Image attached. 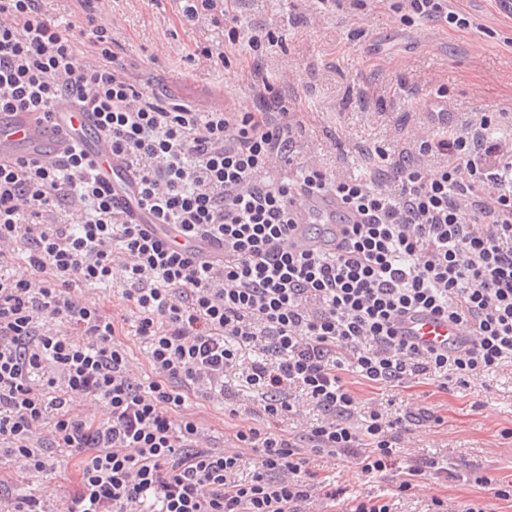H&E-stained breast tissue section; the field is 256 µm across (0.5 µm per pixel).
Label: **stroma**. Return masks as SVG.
<instances>
[{"instance_id":"obj_1","label":"stroma","mask_w":512,"mask_h":512,"mask_svg":"<svg viewBox=\"0 0 512 512\" xmlns=\"http://www.w3.org/2000/svg\"><path fill=\"white\" fill-rule=\"evenodd\" d=\"M483 20L485 32L451 28L430 30L427 23L402 20L390 7L368 0L357 16L328 0H227L233 24L270 32L278 42L260 58L230 44L228 27L178 21V0H103L113 21L117 53L132 79L152 89L159 100L180 99L207 111L210 96L252 105L247 93L253 63L287 88L303 130L295 163H317L330 173L369 174L366 150L396 148L412 134L445 137L477 112L498 113L495 137L512 139V21L498 12L496 0H463ZM224 54L228 65L210 68L187 58L196 47ZM444 109V118L433 108ZM392 412L426 406L440 424L417 426L404 436L411 456L455 464L460 481L433 486L449 503H476L487 512H512V500L494 497L474 483L483 475L512 483V363L495 373L428 396L423 386L390 390ZM309 468L351 494L379 495L397 485L398 472L362 483L345 458H321ZM0 479L15 494L34 495L46 512H55L80 490L77 464L67 462L32 474L5 461Z\"/></svg>"}]
</instances>
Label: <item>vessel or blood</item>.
Here are the masks:
<instances>
[{"mask_svg": "<svg viewBox=\"0 0 512 512\" xmlns=\"http://www.w3.org/2000/svg\"><path fill=\"white\" fill-rule=\"evenodd\" d=\"M75 145L93 160L99 178L110 182L114 203L128 213L132 222L151 229L158 227L156 214L136 205V178L130 171L121 170L109 144L97 134L94 113L71 105H57L46 114L23 110L0 114L1 160L23 156L48 161ZM117 169L122 172L118 180L113 177ZM289 206L298 223L293 243L303 250L314 246L303 231L304 225L332 223L340 208L335 197L311 196L302 192L291 197ZM394 329L397 336L424 351H453L467 346L470 340L467 330L425 309L398 315Z\"/></svg>", "mask_w": 512, "mask_h": 512, "instance_id": "b4317fda", "label": "vessel or blood"}]
</instances>
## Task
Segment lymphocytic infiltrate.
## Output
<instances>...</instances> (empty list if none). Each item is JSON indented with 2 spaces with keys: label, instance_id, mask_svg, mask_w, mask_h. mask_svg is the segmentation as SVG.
Wrapping results in <instances>:
<instances>
[{
  "label": "lymphocytic infiltrate",
  "instance_id": "obj_1",
  "mask_svg": "<svg viewBox=\"0 0 512 512\" xmlns=\"http://www.w3.org/2000/svg\"><path fill=\"white\" fill-rule=\"evenodd\" d=\"M99 0H76L77 28H60L41 0H0V113L71 102L92 112L112 153L137 179L161 223L216 250L188 249L127 222L85 152L0 164V266L26 247L25 272L0 273V455L24 471L52 456L79 462L83 491L62 512H393L392 500L462 473L435 458L402 459L401 437L434 418L391 415L344 386L351 372L377 388L456 373L477 378L512 357V147L494 140L492 112L444 139L398 153L364 178L291 161L298 112L262 65L255 109L198 112L165 105L131 81L113 50ZM403 19L482 30L457 0H396ZM449 156L430 169L423 158ZM333 194L361 217L335 250H296L288 199ZM77 211L74 224L48 221ZM124 285L152 375L129 365L113 319L73 288ZM427 309L469 330L455 354L422 351L394 316ZM253 350L245 381L257 401L218 446L189 402L226 398L224 377ZM306 397L321 417L300 434L250 426L283 422ZM256 457L238 478L244 451ZM343 457L372 479L400 467L387 493L343 496L316 479L311 457Z\"/></svg>",
  "mask_w": 512,
  "mask_h": 512
}]
</instances>
